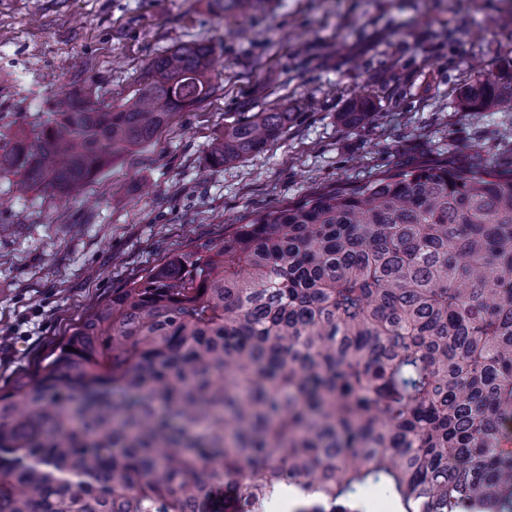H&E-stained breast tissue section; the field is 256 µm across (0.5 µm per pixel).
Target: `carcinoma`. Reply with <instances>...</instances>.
<instances>
[{
    "label": "carcinoma",
    "instance_id": "cac0c4a2",
    "mask_svg": "<svg viewBox=\"0 0 512 512\" xmlns=\"http://www.w3.org/2000/svg\"><path fill=\"white\" fill-rule=\"evenodd\" d=\"M214 53L170 50L118 103L61 94L34 133H0V173L72 196L211 95ZM458 105L512 112V75ZM289 120L224 126L207 163ZM378 485L395 512H512V163L397 167L227 224L0 389V512H224L226 491L237 512H368Z\"/></svg>",
    "mask_w": 512,
    "mask_h": 512
}]
</instances>
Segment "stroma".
I'll list each match as a JSON object with an SVG mask.
<instances>
[{"instance_id": "obj_1", "label": "stroma", "mask_w": 512, "mask_h": 512, "mask_svg": "<svg viewBox=\"0 0 512 512\" xmlns=\"http://www.w3.org/2000/svg\"><path fill=\"white\" fill-rule=\"evenodd\" d=\"M512 0H0V133L33 132L59 91L120 101L176 45L217 44L216 90L69 200L0 174V387L33 371L67 324L168 250L219 241L251 212L399 164L512 158V112H464L460 91L512 72ZM369 99L378 116L340 114ZM287 106L286 133L208 166L226 124Z\"/></svg>"}]
</instances>
